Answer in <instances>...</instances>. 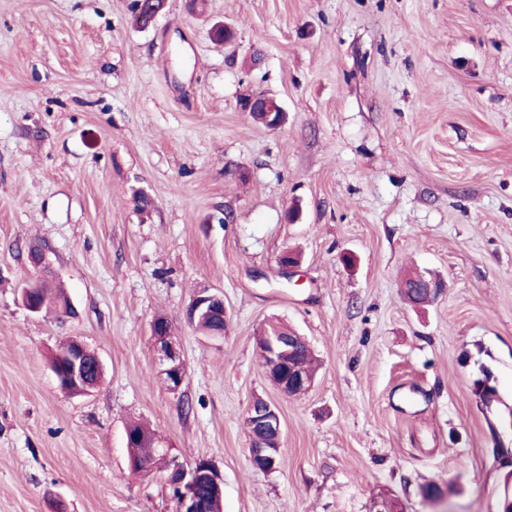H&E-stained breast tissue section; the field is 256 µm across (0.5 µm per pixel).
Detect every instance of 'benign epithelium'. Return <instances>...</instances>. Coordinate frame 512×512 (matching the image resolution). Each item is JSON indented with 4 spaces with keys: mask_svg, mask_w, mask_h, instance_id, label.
<instances>
[{
    "mask_svg": "<svg viewBox=\"0 0 512 512\" xmlns=\"http://www.w3.org/2000/svg\"><path fill=\"white\" fill-rule=\"evenodd\" d=\"M240 107L244 112L261 116L262 123L269 129H276L283 123L284 109L278 99L268 93L260 92L246 97L241 100ZM298 264V256L288 250L283 251L278 258L282 274L289 279L297 275ZM416 282L429 302L437 300L446 291V284L441 280L419 275ZM224 313V296L218 291L203 288L186 309L185 319L193 325L197 319L205 316L222 319ZM150 332L159 376L167 389L176 393L187 376L180 339L165 317L155 318L150 325ZM305 344V339L295 332L283 336H266L259 343L267 378L288 397L307 392L313 384L312 379L284 361L285 355ZM59 361L62 362L63 374L57 373L55 377L60 387L71 393H88L102 378L101 360L78 340L70 342L68 350L59 355ZM247 416L254 426L250 459H274L282 451L283 439V423L277 408L259 399L249 406ZM203 478L213 483L218 497L224 496L223 476L211 462L200 460L189 468L176 462L171 464L166 480L176 492L177 512H207L197 494V486Z\"/></svg>",
    "mask_w": 512,
    "mask_h": 512,
    "instance_id": "1",
    "label": "benign epithelium"
}]
</instances>
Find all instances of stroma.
I'll use <instances>...</instances> for the list:
<instances>
[{
	"label": "stroma",
	"mask_w": 512,
	"mask_h": 512,
	"mask_svg": "<svg viewBox=\"0 0 512 512\" xmlns=\"http://www.w3.org/2000/svg\"><path fill=\"white\" fill-rule=\"evenodd\" d=\"M131 2L0 0V512H175L165 471L131 468L133 421L169 459L220 470L223 512H502L512 0H166L145 30ZM259 91L280 128L241 111ZM35 241L73 315L22 306ZM414 271L445 294L413 308ZM204 287L224 296L223 337L184 321ZM159 315L187 365L176 393ZM273 318L318 360L304 395L265 375ZM70 339L105 365L86 395L50 367ZM257 399L284 426L271 472L250 461ZM150 332L159 376L167 389L176 393L181 389L187 376L180 339L165 317H156L150 325Z\"/></svg>",
	"instance_id": "stroma-1"
}]
</instances>
